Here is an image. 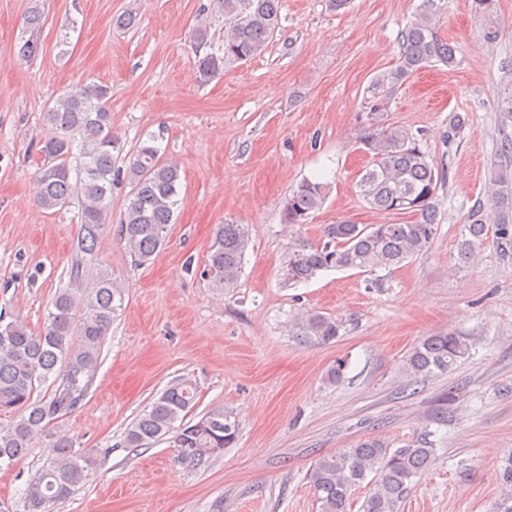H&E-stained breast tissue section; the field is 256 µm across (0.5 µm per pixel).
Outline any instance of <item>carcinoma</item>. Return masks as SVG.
<instances>
[{
	"mask_svg": "<svg viewBox=\"0 0 512 512\" xmlns=\"http://www.w3.org/2000/svg\"><path fill=\"white\" fill-rule=\"evenodd\" d=\"M229 30L221 48L198 58L199 80L207 82L224 72L229 61H246L264 51L279 22L281 0H217ZM440 0H422L418 18L401 34L394 68L378 76L366 109L377 116L404 82L435 64H457V48L441 39L434 18ZM54 135L40 152L37 201L46 210L64 209L80 199V229L68 283L59 289L41 330H32L19 318L6 321L0 313V411L13 414L0 425V463L22 461L33 438L69 417L86 397L98 365L101 344L121 309L124 293L112 273L93 266L94 256L108 226L112 185L121 169L112 155V112L109 90L100 85L73 89L44 113ZM372 164L363 173L359 194L373 209L414 213L408 224L358 225L347 221L324 228L316 242L296 239L282 267L284 283L310 281L330 269L374 272L394 269L427 251L438 231L437 192L444 174L430 161L417 137L397 125L376 120L359 137ZM154 138L135 146L126 168L131 198L120 225L121 239L137 266L148 264L164 245L180 199L178 165L162 163ZM328 184L305 179L291 192L284 207V223H308L327 196ZM491 197L497 216L489 219L480 206L467 217L458 247V262L468 264L481 252L489 224L498 240L512 241V172L495 170ZM248 232L240 224H220L208 257L210 283L232 288L241 273ZM95 267V274L89 268ZM342 323L334 316L306 312L298 316L291 334L326 344L337 339ZM468 337L440 332L414 346L403 360L409 383L436 373H449L470 354ZM196 385L181 378L167 386L149 409L140 414L124 436V447L143 448L153 440L174 434L176 460L199 464L224 451L239 431V421L224 410L207 414L208 424L186 421L195 403ZM54 456L25 489L27 512H56L87 477L89 459L75 450L64 430L54 434ZM435 460L433 443L424 438L400 447L381 438H368L352 448L315 461L307 480L320 512H351L353 492L368 490L358 512H399L418 474ZM501 487L492 512H512V453L498 470Z\"/></svg>",
	"mask_w": 512,
	"mask_h": 512,
	"instance_id": "1",
	"label": "carcinoma"
}]
</instances>
